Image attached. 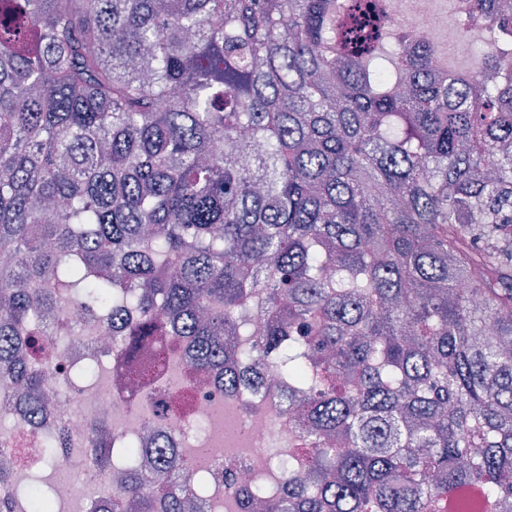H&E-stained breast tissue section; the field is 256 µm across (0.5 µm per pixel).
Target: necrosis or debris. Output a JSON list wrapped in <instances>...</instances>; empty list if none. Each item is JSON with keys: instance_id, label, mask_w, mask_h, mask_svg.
Wrapping results in <instances>:
<instances>
[{"instance_id": "obj_1", "label": "necrosis or debris", "mask_w": 512, "mask_h": 512, "mask_svg": "<svg viewBox=\"0 0 512 512\" xmlns=\"http://www.w3.org/2000/svg\"><path fill=\"white\" fill-rule=\"evenodd\" d=\"M395 22L411 30L419 42L442 35L445 44L462 40L444 23L441 13L410 10L409 0H395ZM117 337L108 322L82 323L76 336L56 348L47 362L52 374L44 393L51 411L37 425L20 422L10 437L0 440V461L7 462L9 477L0 484V497H19L30 485L42 483L50 505L74 500L70 481L56 478L57 470L81 462L89 482L110 485L114 464H103L87 454L90 422L106 425L120 444L138 441L143 428L168 438L185 455L205 448L211 461L203 476L224 490L225 504L248 501L256 477L271 474L276 457H288L297 441V418L287 411L283 388L276 376H268L255 392L235 393L222 388L196 389L194 374L182 370L178 381L167 371L153 380L128 388L116 378L106 382L73 383L69 377L86 363L89 352L117 357ZM70 429L67 449L54 447L59 426Z\"/></svg>"}]
</instances>
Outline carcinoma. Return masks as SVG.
Listing matches in <instances>:
<instances>
[{
	"label": "carcinoma",
	"mask_w": 512,
	"mask_h": 512,
	"mask_svg": "<svg viewBox=\"0 0 512 512\" xmlns=\"http://www.w3.org/2000/svg\"><path fill=\"white\" fill-rule=\"evenodd\" d=\"M453 5L485 35L463 72L390 0H0V367L27 422L21 337L76 334L52 312L93 293L127 354L162 336L226 390L286 382L306 466L258 512H505L512 0ZM149 446L163 481L125 468L91 512L193 507Z\"/></svg>",
	"instance_id": "cac0c4a2"
}]
</instances>
